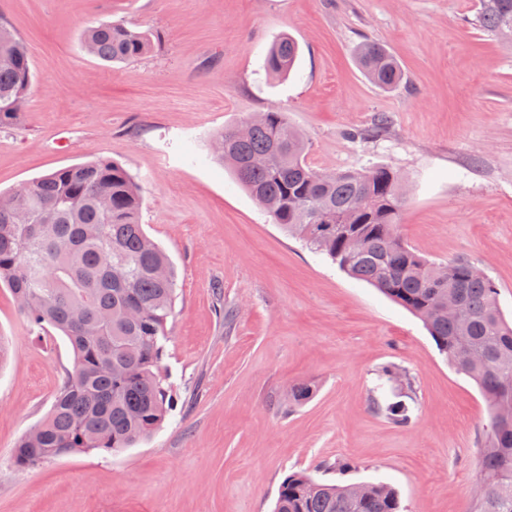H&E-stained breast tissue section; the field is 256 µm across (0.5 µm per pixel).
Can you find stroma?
<instances>
[{
	"label": "stroma",
	"instance_id": "35a3bbf8",
	"mask_svg": "<svg viewBox=\"0 0 512 512\" xmlns=\"http://www.w3.org/2000/svg\"><path fill=\"white\" fill-rule=\"evenodd\" d=\"M477 0H0L26 43L33 88L0 127V192L95 159L139 183L147 235L177 269L164 365L173 405L122 453L15 469L18 439L47 414L72 349L31 329L0 283V512H273L288 474L346 463L347 483L395 487L406 512H470L489 421L477 386L422 322L288 237L211 151L213 136L270 109L309 141L315 169L372 164L408 196L400 234L436 262L467 259L512 317V40L474 25ZM121 21L153 52L111 65L86 26ZM300 44L269 76L273 41ZM375 41L402 85L383 90L355 48ZM391 124L355 141L377 113ZM389 365L412 378L410 423L373 408ZM312 398L289 404L290 387ZM299 51V44L293 37L278 38L268 52L266 61L268 74L274 77L287 76L298 58Z\"/></svg>",
	"mask_w": 512,
	"mask_h": 512
}]
</instances>
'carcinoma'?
<instances>
[{"instance_id":"carcinoma-1","label":"carcinoma","mask_w":512,"mask_h":512,"mask_svg":"<svg viewBox=\"0 0 512 512\" xmlns=\"http://www.w3.org/2000/svg\"><path fill=\"white\" fill-rule=\"evenodd\" d=\"M476 22L492 34L512 33V0H479ZM83 45L112 64L152 49L147 33L114 22L86 28ZM299 51L293 37L278 38L268 52V74L287 76ZM355 55L373 84H400V65L383 45L362 43ZM32 77L25 43L1 21L0 126L18 121L17 103L29 94ZM211 148L273 223L416 316L439 353L480 387L490 425L480 441L474 512H512V324L495 282L467 260L438 263L412 249L398 231L399 175L382 165L313 169L306 136L280 109L260 113L243 136L224 129ZM140 207L132 176L104 160L63 167L0 194V281L28 323L62 333L74 355L48 414L12 451L18 469L77 453L119 454L149 438L170 410L163 360L177 275L140 224ZM450 292L462 302L456 320L442 309ZM381 377L394 388L411 387L395 366ZM376 407L395 423L410 419L402 400ZM401 510L392 487L371 483L360 491L300 471L283 480L274 512Z\"/></svg>"}]
</instances>
